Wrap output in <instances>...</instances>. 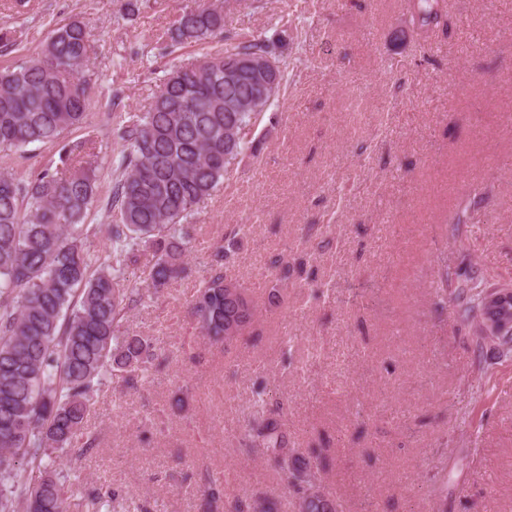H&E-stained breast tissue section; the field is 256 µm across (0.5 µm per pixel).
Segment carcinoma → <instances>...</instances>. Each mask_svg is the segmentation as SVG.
I'll return each mask as SVG.
<instances>
[{
	"instance_id": "carcinoma-1",
	"label": "carcinoma",
	"mask_w": 512,
	"mask_h": 512,
	"mask_svg": "<svg viewBox=\"0 0 512 512\" xmlns=\"http://www.w3.org/2000/svg\"><path fill=\"white\" fill-rule=\"evenodd\" d=\"M413 24L422 31L439 25L437 0H411ZM224 33V4L200 0L180 14L170 39L175 45L203 44ZM279 42L253 39L222 52L205 53L198 68L177 67L164 78L150 109L112 128L122 147L114 172L110 253L93 261L87 242L98 228L87 223L96 200L99 153L92 139L67 142L65 135L86 120L93 54L80 21L54 30L38 56L0 66V152L21 153L35 144L59 146L58 159L32 181L0 168V512H72L66 477L50 463L83 434L94 395L106 372L127 382L157 358L146 336L122 330L121 322L142 304V289L121 284L124 269L151 256L147 287L159 291L186 273L196 227L188 223L196 205L233 174L235 160L253 146L247 131L269 107L284 81L261 91L243 70L224 76V60L281 62ZM243 224L227 225L213 247L192 315L211 345L237 344L249 334L258 306L225 274L241 249ZM288 262L271 263L266 280H288ZM435 295L454 304L459 320L475 318L478 353L489 364L512 361V335L492 338L484 324L512 322V295L485 275L458 284L448 265L438 269ZM263 407L238 442L281 470L296 497L297 512H340V505L315 481L320 456H304L276 408ZM201 512H213L220 490L210 480L197 489ZM90 495L84 512H102L109 501ZM231 512H280L266 499L234 503Z\"/></svg>"
}]
</instances>
